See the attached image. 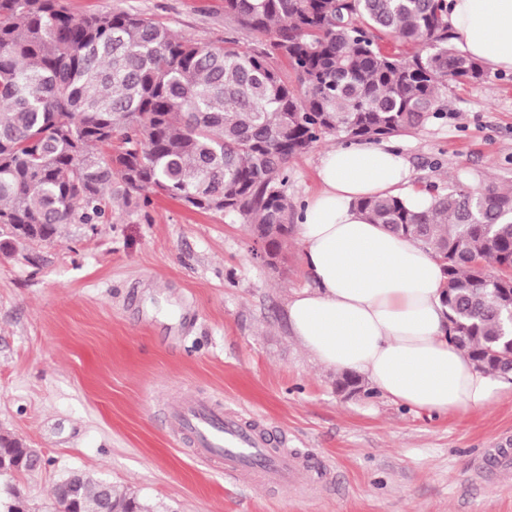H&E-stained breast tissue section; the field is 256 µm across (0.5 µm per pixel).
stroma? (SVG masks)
<instances>
[{
    "label": "stroma",
    "mask_w": 512,
    "mask_h": 512,
    "mask_svg": "<svg viewBox=\"0 0 512 512\" xmlns=\"http://www.w3.org/2000/svg\"><path fill=\"white\" fill-rule=\"evenodd\" d=\"M78 15L160 20L208 45L260 47L224 20V0H64ZM444 115L393 137L412 183L436 194L512 184V72L439 88ZM334 138L290 164L288 201L319 188ZM241 219L155 195L116 205L106 224L67 225L60 240L0 252V431L42 451L16 476L29 512H55L53 485L73 471L127 488L158 512H512V380L492 403L442 416L393 402L295 340L286 304L312 287L296 223L276 265L254 259ZM240 411L297 456L305 487L245 486L192 455L165 424L179 398Z\"/></svg>",
    "instance_id": "stroma-1"
}]
</instances>
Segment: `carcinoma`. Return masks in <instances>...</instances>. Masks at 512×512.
Masks as SVG:
<instances>
[{
  "label": "carcinoma",
  "instance_id": "carcinoma-1",
  "mask_svg": "<svg viewBox=\"0 0 512 512\" xmlns=\"http://www.w3.org/2000/svg\"><path fill=\"white\" fill-rule=\"evenodd\" d=\"M261 49L204 46L128 12L76 16L61 0H0V230L55 242L150 190L244 223L286 224L288 165L327 136L366 142L441 115L438 87L476 82L455 48L447 0H224ZM390 35L411 45L390 55ZM290 65L283 80L276 60ZM359 207L431 250L446 276L448 337L485 372H512V187L460 181L423 210L399 196ZM31 449L0 436V459ZM59 512H156L87 478Z\"/></svg>",
  "mask_w": 512,
  "mask_h": 512
}]
</instances>
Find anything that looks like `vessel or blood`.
<instances>
[{
	"label": "vessel or blood",
	"mask_w": 512,
	"mask_h": 512,
	"mask_svg": "<svg viewBox=\"0 0 512 512\" xmlns=\"http://www.w3.org/2000/svg\"><path fill=\"white\" fill-rule=\"evenodd\" d=\"M169 425L189 435L195 458L223 466L225 474L246 477L254 484L293 487L299 483V461L269 448L256 429L242 425L203 401L172 406Z\"/></svg>",
	"instance_id": "obj_1"
}]
</instances>
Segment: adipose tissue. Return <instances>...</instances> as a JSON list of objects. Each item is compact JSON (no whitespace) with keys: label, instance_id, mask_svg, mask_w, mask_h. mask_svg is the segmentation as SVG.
Returning <instances> with one entry per match:
<instances>
[{"label":"adipose tissue","instance_id":"ef3b65f1","mask_svg":"<svg viewBox=\"0 0 512 512\" xmlns=\"http://www.w3.org/2000/svg\"><path fill=\"white\" fill-rule=\"evenodd\" d=\"M448 27L464 53L512 71V0H448ZM320 191L296 211L313 287L293 293L288 323L320 364L359 373L396 402L431 415L479 408L495 396L493 375L448 340L446 279L431 252L369 223V196L413 188L390 144L328 149L316 168Z\"/></svg>","mask_w":512,"mask_h":512}]
</instances>
